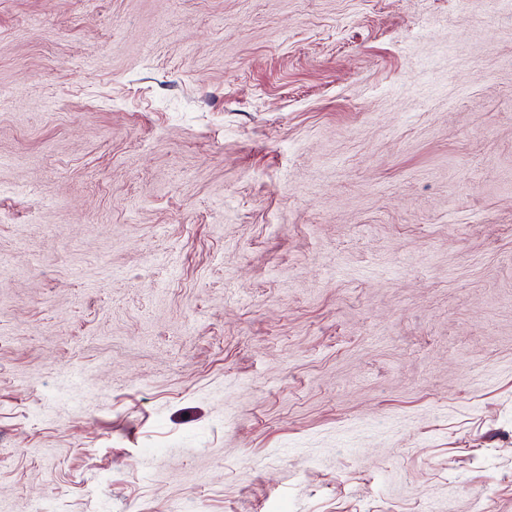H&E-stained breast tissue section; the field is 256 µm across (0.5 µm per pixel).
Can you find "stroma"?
<instances>
[{"instance_id":"35a3bbf8","label":"stroma","mask_w":512,"mask_h":512,"mask_svg":"<svg viewBox=\"0 0 512 512\" xmlns=\"http://www.w3.org/2000/svg\"><path fill=\"white\" fill-rule=\"evenodd\" d=\"M0 512H512V8L0 0Z\"/></svg>"}]
</instances>
